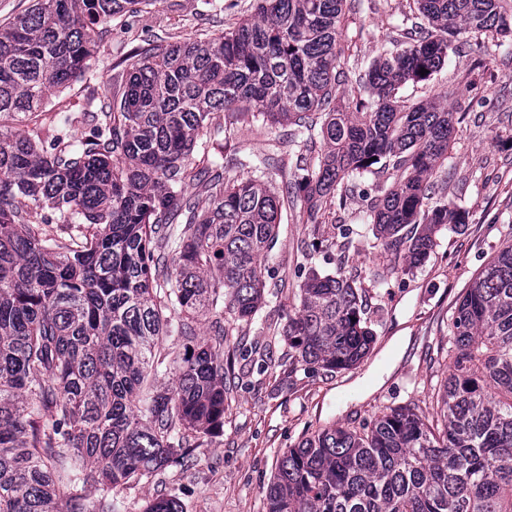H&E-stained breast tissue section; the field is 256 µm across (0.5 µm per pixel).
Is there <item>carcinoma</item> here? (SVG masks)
I'll return each instance as SVG.
<instances>
[{
    "mask_svg": "<svg viewBox=\"0 0 512 512\" xmlns=\"http://www.w3.org/2000/svg\"><path fill=\"white\" fill-rule=\"evenodd\" d=\"M151 2L34 0L0 24V512H111L82 487L149 478L224 428V341L269 301L284 198L308 266L281 335L307 371L348 370L374 342L322 230L345 185L383 179L368 216L390 272L468 223L431 204L458 112L400 90L440 71L462 32L512 37V0H415L432 30L411 22L363 66L341 43L348 0H256L214 37L146 40L112 96L86 99L82 136L42 119L50 96L91 82L107 23ZM218 112L226 141L260 120L287 128L294 159L224 164L206 150ZM284 166L283 198L264 177ZM197 178L205 208L183 193ZM449 327L440 429L409 405L319 429L277 459L266 512H512V241ZM170 336L181 350L164 353ZM144 512L185 509L161 495Z\"/></svg>",
    "mask_w": 512,
    "mask_h": 512,
    "instance_id": "obj_1",
    "label": "carcinoma"
}]
</instances>
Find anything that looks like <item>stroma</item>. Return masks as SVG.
I'll return each mask as SVG.
<instances>
[{"label": "stroma", "mask_w": 512, "mask_h": 512, "mask_svg": "<svg viewBox=\"0 0 512 512\" xmlns=\"http://www.w3.org/2000/svg\"><path fill=\"white\" fill-rule=\"evenodd\" d=\"M253 0H153L135 18L113 20L111 35L98 54L95 92H112L116 63L149 36L168 41L221 31L250 14ZM413 0H362L350 13L343 32L349 60H371L396 34L403 18L415 15ZM474 42L449 54L431 80L406 86L411 102L448 96L464 120L457 124L448 172L439 180L435 198L468 213L460 229H441L437 246L423 265L382 279L373 273L383 260L367 222L370 197L379 179L365 175L343 204L325 215L326 237L337 225L352 228L345 268L360 288L366 318L375 341L356 368L329 372L293 367L291 352L279 334L289 305L287 294L271 298L260 315L240 333L247 356L226 368L224 434L195 449L184 463L112 490L86 486L92 504L108 502L112 512H143L161 495L178 496L186 512H265V491L284 451L319 428L356 426L372 421L388 407L418 405L432 416L439 384L448 375V320L470 280L484 270L499 249L512 241V42L498 48L491 63L471 70ZM282 127L255 123L241 145L227 144L225 158L235 150L256 155L287 154ZM307 230L298 206L282 213L279 243L271 260L287 284L304 265L299 246ZM405 342L393 362L383 354L393 337Z\"/></svg>", "instance_id": "35a3bbf8"}]
</instances>
